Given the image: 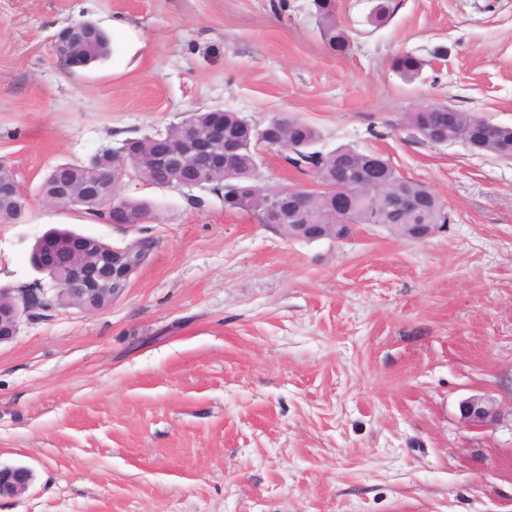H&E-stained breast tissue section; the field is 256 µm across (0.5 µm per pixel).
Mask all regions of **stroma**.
I'll return each mask as SVG.
<instances>
[{
  "label": "stroma",
  "instance_id": "obj_1",
  "mask_svg": "<svg viewBox=\"0 0 512 512\" xmlns=\"http://www.w3.org/2000/svg\"><path fill=\"white\" fill-rule=\"evenodd\" d=\"M374 5L339 0L343 54L313 0H0V163L32 197L0 224V284L35 278L52 228L155 240L111 306L22 320L0 347V466L33 474L0 512H512V161L406 121L444 103L512 125V0H391L380 25ZM84 20L112 54L70 72L51 39ZM215 108L382 154L448 222L288 240L134 177L120 192L154 223L35 201L50 167ZM483 394L502 417L468 427L459 404ZM316 24L323 42L330 49L343 53L348 48L350 36L337 13L336 0H314Z\"/></svg>",
  "mask_w": 512,
  "mask_h": 512
}]
</instances>
